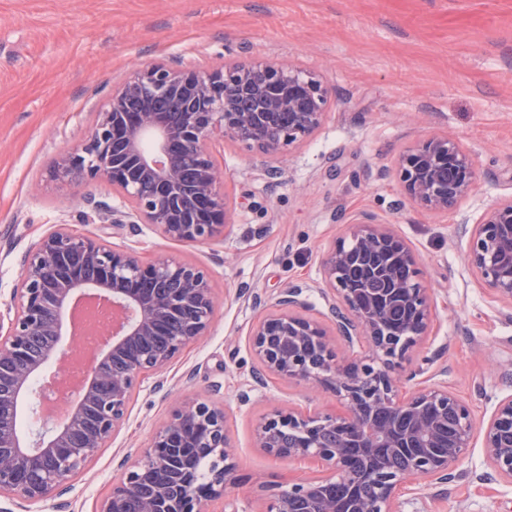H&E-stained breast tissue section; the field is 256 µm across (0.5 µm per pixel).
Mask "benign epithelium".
Masks as SVG:
<instances>
[{
	"label": "benign epithelium",
	"instance_id": "7a95c632",
	"mask_svg": "<svg viewBox=\"0 0 512 512\" xmlns=\"http://www.w3.org/2000/svg\"><path fill=\"white\" fill-rule=\"evenodd\" d=\"M143 86L178 101L180 122H172L152 96L130 106V95ZM331 100L320 76L291 63L254 59L213 70L179 62L149 66L112 91L86 142L62 154L52 176L111 185L121 206L100 213L103 224H150L168 239L206 244L229 224L224 172L212 160L210 143L229 138L263 156L275 155L317 132ZM283 113L290 117L286 125L276 120ZM398 173L410 202L425 212L454 210L477 182L473 157L456 140L439 135L403 154ZM465 259L497 297L512 302V199L492 205L473 225ZM354 266L384 287L362 294L346 279ZM322 270L334 296L329 312L337 335L350 344L363 337L368 353L359 361L338 362L322 323L295 312L309 306L301 288L284 292L279 312L253 325L252 348L264 370L330 390L346 408L342 415L276 408L258 422L256 447L324 471L273 492L263 512H294L296 499L309 503L308 512H395L405 483L444 478L466 456L475 433L472 408L439 384L410 394L400 390L397 370L427 335L431 295L412 248L392 225L362 215L327 250ZM170 281L178 287L166 288ZM89 290L112 304V336L88 368L79 400L68 401L57 419H45L47 399L34 381L51 363L63 368L83 355L77 336L63 340V314ZM214 312L211 277L195 264L145 263L131 248L107 247L65 224L44 236L25 256L6 312L0 311V498L35 505L67 489L109 445L135 388L206 335ZM174 321L181 329L169 335L166 327ZM38 338L49 346L34 356L30 348ZM24 400L33 417H41L27 436L18 426ZM224 423L222 409L183 400L153 433L142 457L112 484L97 512H129L133 502L136 512H206L208 499L225 496L239 482ZM336 430L372 454L383 448L406 456L408 467L355 470L345 441L323 440L325 432ZM287 432L295 441L285 445L281 438ZM480 434L492 470L512 481V395L498 402ZM202 438L212 462L200 485L184 478L182 465L186 447ZM352 481L371 485L373 495L346 505L322 495L327 485Z\"/></svg>",
	"mask_w": 512,
	"mask_h": 512
}]
</instances>
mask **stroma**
<instances>
[{
    "label": "stroma",
    "mask_w": 512,
    "mask_h": 512,
    "mask_svg": "<svg viewBox=\"0 0 512 512\" xmlns=\"http://www.w3.org/2000/svg\"><path fill=\"white\" fill-rule=\"evenodd\" d=\"M252 58L318 72L336 104L319 131L275 158L274 176L242 145H212L231 211L222 237L187 245L147 224L95 223L94 206L116 203L111 186L50 178L135 68ZM435 133L457 139L478 169L475 190L447 215L412 205L395 170ZM510 198L512 0H0V300L28 251L62 223L147 261L200 265L219 300L209 335L145 378L110 445L67 494L37 505L2 498L0 512H95L184 396L224 408L235 448L239 485L210 512H263L269 492L258 480L284 487L317 475L257 448L256 425L278 407L340 415L345 406L276 375L257 387L249 333L295 286L310 301L303 316L326 321L323 253L363 213L406 239L432 293L428 335L405 366L410 388L445 385L486 423L512 395V304L467 265L460 224ZM397 510L512 512V482L495 476L476 444L452 479L401 489Z\"/></svg>",
    "instance_id": "1"
}]
</instances>
